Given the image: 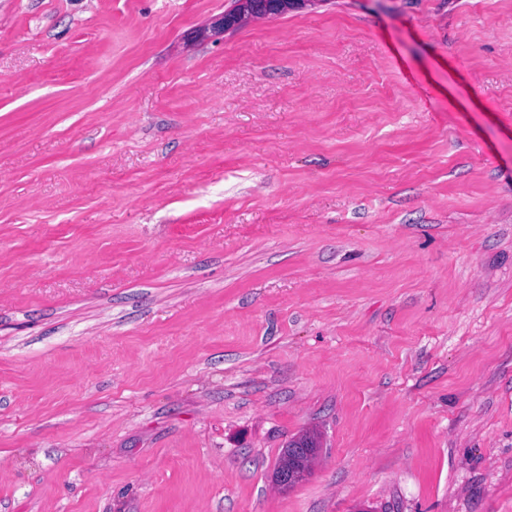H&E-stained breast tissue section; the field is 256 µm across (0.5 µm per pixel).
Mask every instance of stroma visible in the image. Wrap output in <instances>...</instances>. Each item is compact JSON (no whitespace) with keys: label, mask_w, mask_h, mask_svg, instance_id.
I'll use <instances>...</instances> for the list:
<instances>
[{"label":"stroma","mask_w":512,"mask_h":512,"mask_svg":"<svg viewBox=\"0 0 512 512\" xmlns=\"http://www.w3.org/2000/svg\"><path fill=\"white\" fill-rule=\"evenodd\" d=\"M231 6L0 0V512H512V0ZM302 443L305 445L310 446V448H292L291 445H294L296 443ZM318 442L317 440L307 434H303L295 439H292L288 442L287 450L285 452L284 458L282 462L285 460L286 456L288 455V448H292L295 457L297 458V462H300L304 465L305 469L302 471V473L297 474L295 472V469H288V467H283L278 476V484L282 486L283 488H288L295 482H297L301 476L305 475L307 472L306 467L309 466L310 461L312 458L316 455L317 450L315 448H318Z\"/></svg>","instance_id":"obj_1"}]
</instances>
